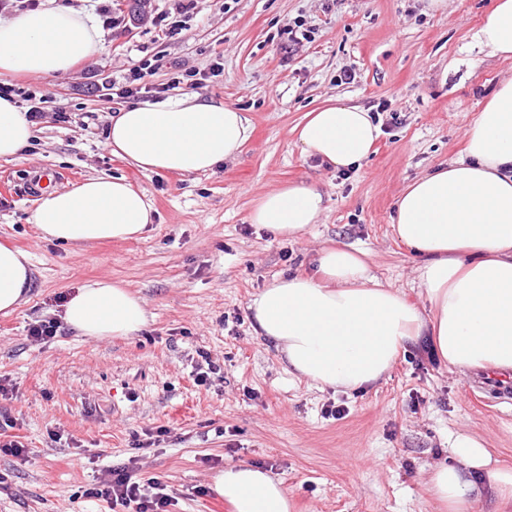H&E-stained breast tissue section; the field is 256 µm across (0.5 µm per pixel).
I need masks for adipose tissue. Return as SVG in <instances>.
Here are the masks:
<instances>
[{"instance_id":"obj_1","label":"adipose tissue","mask_w":512,"mask_h":512,"mask_svg":"<svg viewBox=\"0 0 512 512\" xmlns=\"http://www.w3.org/2000/svg\"><path fill=\"white\" fill-rule=\"evenodd\" d=\"M477 39L491 55L512 60V0H496ZM99 44L97 27L71 8L0 20V76H53ZM295 133L303 156L351 169L368 158L380 129L370 112L336 97L307 112ZM249 134L234 106L184 95L117 112L107 146L141 171L191 175L236 158ZM32 137L24 112L0 98V159L17 157ZM326 210L320 187L300 181L260 195L249 221L288 239L320 223ZM32 221L51 239L93 243L141 235L154 214L124 177L93 176L44 194ZM392 227L422 258L417 284L428 310L382 284L366 251L339 244L319 251L314 275H278L259 290L249 303L256 336L274 346L290 373L323 389L374 386L406 346L423 339L460 374L512 378V76L467 131L463 156L404 186ZM31 283L28 253L0 243V314L14 313ZM63 319L78 335L106 340L140 332L148 314L128 287L96 281L70 297ZM451 452L452 463L427 481L437 512H466L484 501L512 512V472L496 466L479 438L458 433ZM212 489L232 512H290L282 482L248 463L215 475Z\"/></svg>"}]
</instances>
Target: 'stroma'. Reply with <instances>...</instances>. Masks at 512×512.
I'll list each match as a JSON object with an SVG mask.
<instances>
[{
	"instance_id": "obj_1",
	"label": "stroma",
	"mask_w": 512,
	"mask_h": 512,
	"mask_svg": "<svg viewBox=\"0 0 512 512\" xmlns=\"http://www.w3.org/2000/svg\"><path fill=\"white\" fill-rule=\"evenodd\" d=\"M494 2L448 0L434 14L423 0H198L178 38H158L150 25L131 36L105 30L104 52L51 77L16 79L72 120L38 125L16 159L0 160V241L26 251L33 270L26 302L0 315V378L11 387L0 409L29 450L22 460L0 456V512H110L83 492L133 456L174 498L172 512H231L212 478L241 462L281 480L292 512H434L425 482L450 463L460 432L512 469V383L460 376L420 343L375 386L322 390L289 373L254 334L249 310L274 276L311 272L319 250L338 242L365 250L383 284L425 306L421 259L395 239L391 217L406 183L460 156L467 130L512 75V61L476 37ZM299 19L315 34L290 52L280 31ZM150 57L160 61L157 85L177 67L223 62L196 92L249 119L237 158L183 175L142 172L112 155L113 103L100 85ZM335 96L379 113L375 154L344 175L303 156L293 133ZM35 169L64 173L67 189L125 177L157 218L136 240L53 241L31 222ZM300 180L325 193L321 223L290 240L250 224L261 193ZM96 280L124 282L144 300L141 332L91 340L66 326L49 342L29 340L31 323L61 317L66 298ZM202 350L224 367L207 388L192 376ZM158 428L163 440L140 449Z\"/></svg>"
}]
</instances>
